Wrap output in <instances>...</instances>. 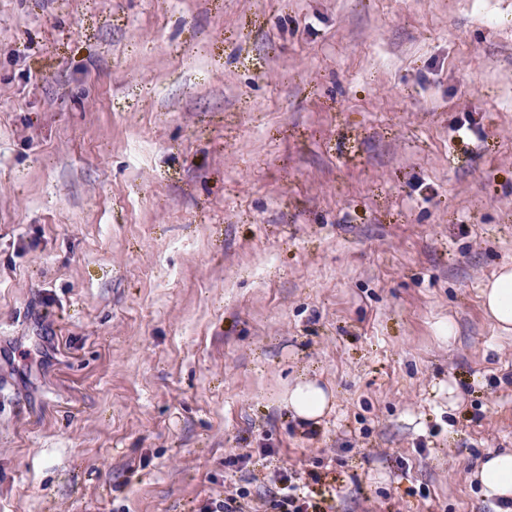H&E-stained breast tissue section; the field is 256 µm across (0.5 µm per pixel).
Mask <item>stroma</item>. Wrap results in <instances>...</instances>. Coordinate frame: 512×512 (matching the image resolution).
Wrapping results in <instances>:
<instances>
[{
  "label": "stroma",
  "mask_w": 512,
  "mask_h": 512,
  "mask_svg": "<svg viewBox=\"0 0 512 512\" xmlns=\"http://www.w3.org/2000/svg\"><path fill=\"white\" fill-rule=\"evenodd\" d=\"M505 263L512 0H0V512H495ZM486 316L503 336L512 335V265H502L480 290ZM287 402L302 422H311L323 415L329 399L327 393L314 382L301 381L292 388L288 387ZM475 476L480 482L483 497L498 512H510V509L501 507L499 502H512V451H488ZM293 475L288 472L280 473L276 479L278 491L272 500V508L276 512H319L316 504L312 503L302 492L300 485ZM248 489L242 487L230 494L224 500L211 499L203 506V512H251L250 502L246 499L249 497Z\"/></svg>",
  "instance_id": "35a3bbf8"
}]
</instances>
